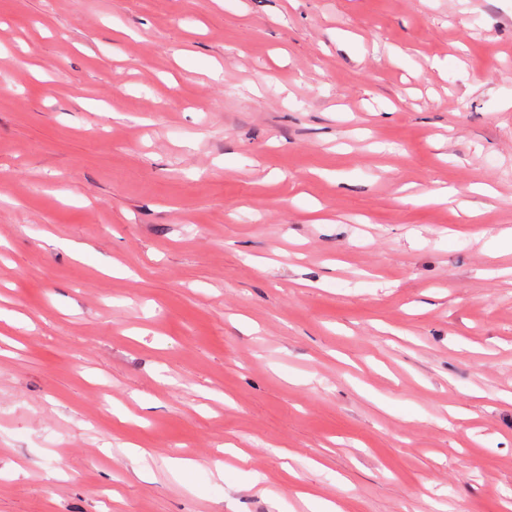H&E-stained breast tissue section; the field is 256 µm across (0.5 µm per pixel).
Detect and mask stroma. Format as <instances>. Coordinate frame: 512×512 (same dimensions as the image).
<instances>
[{"instance_id":"stroma-1","label":"stroma","mask_w":512,"mask_h":512,"mask_svg":"<svg viewBox=\"0 0 512 512\" xmlns=\"http://www.w3.org/2000/svg\"><path fill=\"white\" fill-rule=\"evenodd\" d=\"M508 229L512 0H0V512H512Z\"/></svg>"}]
</instances>
